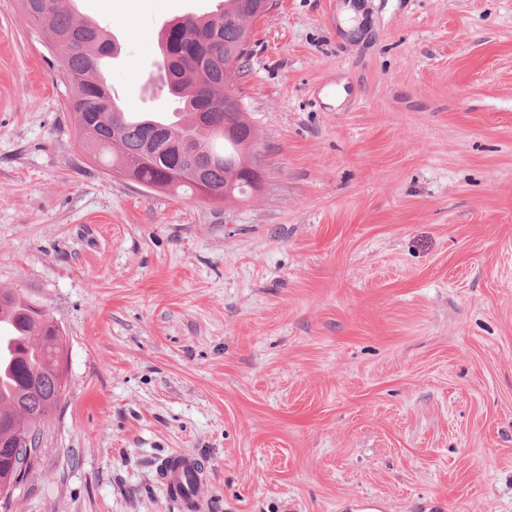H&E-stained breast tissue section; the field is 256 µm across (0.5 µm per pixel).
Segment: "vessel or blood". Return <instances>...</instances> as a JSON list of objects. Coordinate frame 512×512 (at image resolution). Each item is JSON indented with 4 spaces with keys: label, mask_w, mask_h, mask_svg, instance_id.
Instances as JSON below:
<instances>
[{
    "label": "vessel or blood",
    "mask_w": 512,
    "mask_h": 512,
    "mask_svg": "<svg viewBox=\"0 0 512 512\" xmlns=\"http://www.w3.org/2000/svg\"><path fill=\"white\" fill-rule=\"evenodd\" d=\"M164 488L179 512H203V489L207 483L196 456L177 452L163 466Z\"/></svg>",
    "instance_id": "obj_1"
}]
</instances>
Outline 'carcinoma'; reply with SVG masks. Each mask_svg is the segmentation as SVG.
Returning <instances> with one entry per match:
<instances>
[{"label": "carcinoma", "instance_id": "cac0c4a2", "mask_svg": "<svg viewBox=\"0 0 512 512\" xmlns=\"http://www.w3.org/2000/svg\"><path fill=\"white\" fill-rule=\"evenodd\" d=\"M262 0H224L211 16L171 22L163 32V59L183 104L175 125L134 122L132 113L117 112L106 92L101 60L113 44L99 26L77 17L51 0L44 14L29 21L42 31L67 37L57 48L64 76L72 85L69 109L74 131L91 151L94 163L111 172L121 168L145 188L219 201L218 193L232 187L235 198L247 197V173L254 161L259 133L241 107L227 105L238 97L236 79L244 63L231 70L225 56L247 46L248 23L257 18ZM190 141L195 152L178 148ZM9 312L17 334L11 387L0 371V479L10 473V449L15 427L23 417L50 420L64 394L53 355L60 350L57 325L37 303L14 290H0V316Z\"/></svg>", "mask_w": 512, "mask_h": 512}]
</instances>
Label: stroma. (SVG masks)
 <instances>
[{"mask_svg":"<svg viewBox=\"0 0 512 512\" xmlns=\"http://www.w3.org/2000/svg\"><path fill=\"white\" fill-rule=\"evenodd\" d=\"M359 13L347 15V5ZM217 0H78L127 112L178 110L160 30ZM240 78L253 198L94 165L70 86L0 0V289L68 382L6 512H512V0H276ZM163 464L164 488L179 512H202L203 489L207 480L196 456L176 452Z\"/></svg>","mask_w":512,"mask_h":512,"instance_id":"stroma-1","label":"stroma"}]
</instances>
